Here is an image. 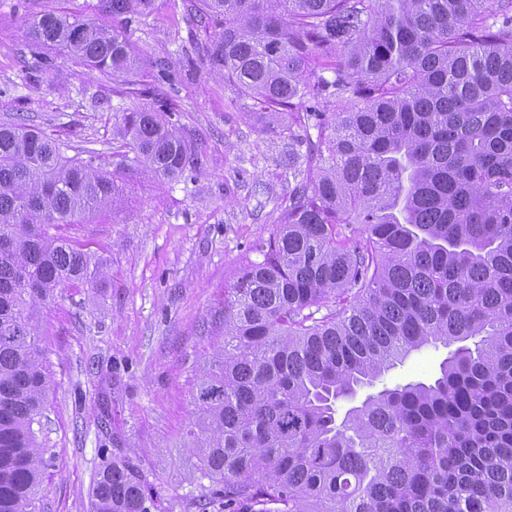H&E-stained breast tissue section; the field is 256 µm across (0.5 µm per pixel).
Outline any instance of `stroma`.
<instances>
[{
    "instance_id": "1",
    "label": "stroma",
    "mask_w": 512,
    "mask_h": 512,
    "mask_svg": "<svg viewBox=\"0 0 512 512\" xmlns=\"http://www.w3.org/2000/svg\"><path fill=\"white\" fill-rule=\"evenodd\" d=\"M47 12L123 31L148 96L32 47L24 23ZM223 29L218 17L193 22L191 0H152L141 14L116 17L106 0H0V123L21 121L72 153L91 151L123 189L114 205L57 229L105 264L100 287L64 285L38 315L52 381L42 512H91V488L115 455L143 482L152 512H224L217 502L200 504L193 481L191 392L222 346L214 326L224 288L242 262L257 259L292 173L282 162L287 138L264 128L259 105L193 62ZM163 63L174 80L160 72ZM152 99L172 110L196 162L173 182L118 164L114 125ZM259 183L270 196L255 194ZM447 354L413 353L384 383L430 380Z\"/></svg>"
}]
</instances>
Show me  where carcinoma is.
Returning a JSON list of instances; mask_svg holds the SVG:
<instances>
[{
    "instance_id": "1",
    "label": "carcinoma",
    "mask_w": 512,
    "mask_h": 512,
    "mask_svg": "<svg viewBox=\"0 0 512 512\" xmlns=\"http://www.w3.org/2000/svg\"><path fill=\"white\" fill-rule=\"evenodd\" d=\"M151 2L107 0L114 15ZM196 12L224 18L203 65L288 132L294 178L261 259L224 295V346L192 395L201 496L226 512H512V0H196ZM24 36L136 85L118 30L44 13ZM113 135L153 177L190 167L160 100ZM68 149L0 125V512H36L44 492L37 307L67 283L100 285L101 260L51 229L121 192ZM438 345L433 380L384 386L338 417L337 402ZM91 504L153 508L117 458Z\"/></svg>"
}]
</instances>
